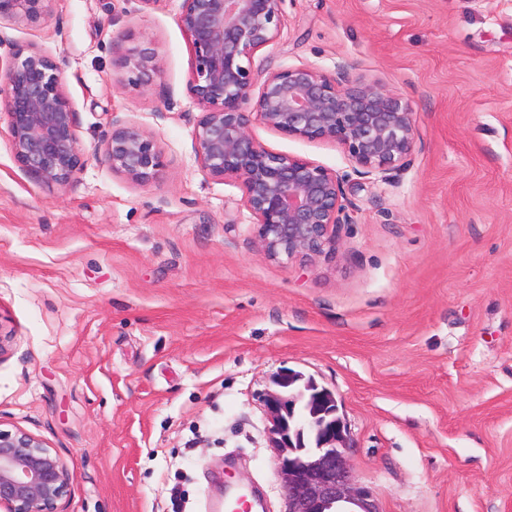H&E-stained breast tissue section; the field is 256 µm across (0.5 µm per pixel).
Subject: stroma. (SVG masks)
Listing matches in <instances>:
<instances>
[{
  "instance_id": "1",
  "label": "stroma",
  "mask_w": 512,
  "mask_h": 512,
  "mask_svg": "<svg viewBox=\"0 0 512 512\" xmlns=\"http://www.w3.org/2000/svg\"><path fill=\"white\" fill-rule=\"evenodd\" d=\"M180 0H50L0 21V55L60 65L84 166L16 161L0 112V428L56 448L60 512H211L222 483L284 512L262 394L292 370L332 391L379 512H512V0H286L253 64L351 63L410 103L421 145L347 188L335 260L262 256L240 190L208 177L186 93ZM151 48L160 75L118 86ZM157 142L138 185L113 124ZM268 150L351 172L343 149L254 124ZM103 158L113 171L138 184L156 179L163 167L157 142L133 125L113 124L105 142Z\"/></svg>"
}]
</instances>
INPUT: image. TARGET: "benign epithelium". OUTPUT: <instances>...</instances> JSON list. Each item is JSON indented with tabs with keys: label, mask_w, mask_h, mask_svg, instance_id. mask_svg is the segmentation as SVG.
Here are the masks:
<instances>
[{
	"label": "benign epithelium",
	"mask_w": 512,
	"mask_h": 512,
	"mask_svg": "<svg viewBox=\"0 0 512 512\" xmlns=\"http://www.w3.org/2000/svg\"><path fill=\"white\" fill-rule=\"evenodd\" d=\"M45 2L0 0V18L21 14L37 23ZM284 2L181 0L176 23L192 47L186 91L200 111L194 128L198 163L210 178L239 188L258 250L288 265L336 257L350 179L269 151L251 136L254 123L296 139L337 143L361 177L407 169L419 136L408 101L347 64L334 72L306 65L253 68L256 53L281 36ZM119 67L121 85L148 87L159 75L149 48L131 49ZM0 110L8 114L19 165L47 184L68 185L86 159L58 64L37 48L0 60ZM103 158L138 184L156 179L163 167L157 142L133 125L112 126ZM293 377L279 373L276 389L263 394L285 512H378L371 492L355 483L354 444L333 393H319L325 408L312 410L306 421L317 446L302 444L293 416L303 392L292 387ZM73 481L45 441L21 428L0 429V512H57Z\"/></svg>",
	"instance_id": "benign-epithelium-1"
}]
</instances>
